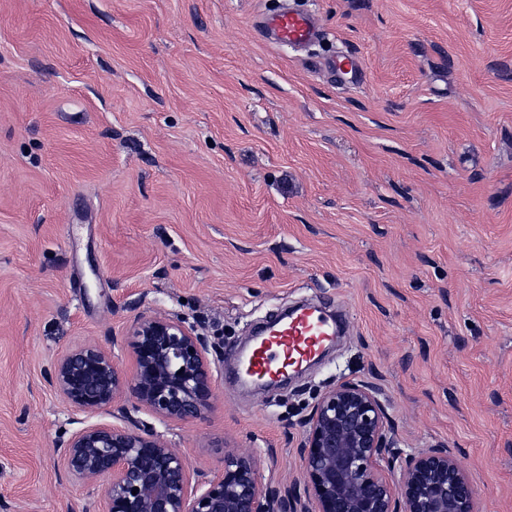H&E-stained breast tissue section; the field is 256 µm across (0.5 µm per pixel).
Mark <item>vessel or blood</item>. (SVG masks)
<instances>
[{
    "instance_id": "vessel-or-blood-1",
    "label": "vessel or blood",
    "mask_w": 512,
    "mask_h": 512,
    "mask_svg": "<svg viewBox=\"0 0 512 512\" xmlns=\"http://www.w3.org/2000/svg\"><path fill=\"white\" fill-rule=\"evenodd\" d=\"M258 30L263 40L293 48L312 44L322 34L312 13L290 8L266 15ZM325 67L340 79L359 81L364 76L359 57L350 53L327 61ZM337 330L336 323L322 316L317 307L303 306L257 341L246 356L237 358L236 370L245 381L288 376L316 359Z\"/></svg>"
}]
</instances>
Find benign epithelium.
<instances>
[{"mask_svg": "<svg viewBox=\"0 0 512 512\" xmlns=\"http://www.w3.org/2000/svg\"><path fill=\"white\" fill-rule=\"evenodd\" d=\"M131 336V375L110 350L87 344L57 360L48 384L88 416L114 406L126 390L132 408L160 419L204 417L214 391L205 337L172 315L139 318ZM304 427V494L313 511L296 488L262 482L257 458L236 451L224 453L221 473L193 486L189 462L144 424H87L56 452L72 478L101 485V512H479L448 448L405 453L396 447L380 393L369 384L343 382L319 394Z\"/></svg>", "mask_w": 512, "mask_h": 512, "instance_id": "obj_1", "label": "benign epithelium"}]
</instances>
